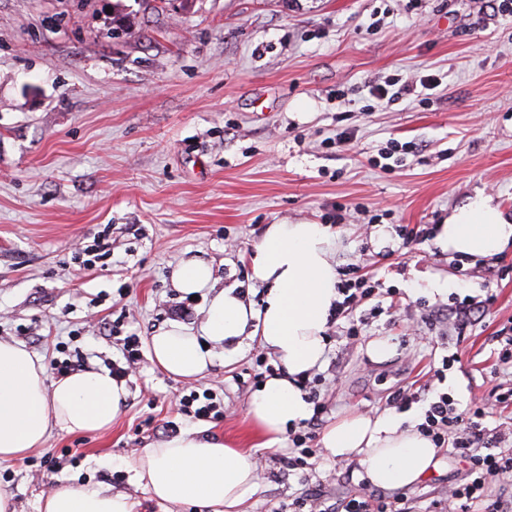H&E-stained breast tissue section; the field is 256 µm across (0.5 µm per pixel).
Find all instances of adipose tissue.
<instances>
[{
  "mask_svg": "<svg viewBox=\"0 0 512 512\" xmlns=\"http://www.w3.org/2000/svg\"><path fill=\"white\" fill-rule=\"evenodd\" d=\"M441 250L490 257L512 246V219L475 195L439 225ZM338 239L324 224L269 225L254 245L251 280L265 290L253 308L231 288H218L207 262L190 258L172 272L181 293L207 292L198 331L179 323L151 336L149 358L184 379L203 377L215 363L214 346L258 338L282 366L253 395L248 415L261 447L279 443L288 427L308 419L312 406L297 382L322 365L330 313L337 290ZM124 382L108 372L83 371L47 383L39 358L25 346L0 341V459L42 447L52 431L95 434L109 429L126 399ZM321 444L331 456L357 461L361 476L381 489H400L427 477L437 450L415 428L390 417L350 414L330 425ZM134 479L163 503H193L207 512H239L257 485L252 452L221 440L183 432L136 451ZM41 512H133L122 495L84 486L59 488L44 498Z\"/></svg>",
  "mask_w": 512,
  "mask_h": 512,
  "instance_id": "obj_1",
  "label": "adipose tissue"
}]
</instances>
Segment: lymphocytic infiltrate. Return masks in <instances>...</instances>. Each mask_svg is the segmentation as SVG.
Returning <instances> with one entry per match:
<instances>
[{
  "label": "lymphocytic infiltrate",
  "mask_w": 512,
  "mask_h": 512,
  "mask_svg": "<svg viewBox=\"0 0 512 512\" xmlns=\"http://www.w3.org/2000/svg\"><path fill=\"white\" fill-rule=\"evenodd\" d=\"M349 276L341 280L337 288L343 296L337 303L334 318L350 319L362 300L378 295L382 284L375 276L362 273L359 266L348 269ZM351 321V319H350ZM358 323L348 328L349 338L359 336ZM424 402V416L418 429L435 447H452L455 456L467 466L470 479L452 488L446 500L436 502L437 512H468L470 503L484 500V512H512V453L497 451L501 440L498 433L484 426L488 412L487 403H479L468 410H458L453 399L445 393H434L429 401H422L419 392L404 389L392 398L394 407ZM500 481L504 489L492 499H485L487 480ZM292 512H411L406 500H379L362 494L351 496L339 503H328L308 492H300L291 503Z\"/></svg>",
  "instance_id": "obj_1"
}]
</instances>
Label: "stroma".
<instances>
[{"mask_svg": "<svg viewBox=\"0 0 512 512\" xmlns=\"http://www.w3.org/2000/svg\"><path fill=\"white\" fill-rule=\"evenodd\" d=\"M396 77L414 95L378 100L373 84ZM339 131L349 141L329 144ZM393 142L412 148L374 166ZM478 193L512 216V15L482 19L477 0H0V340L42 362L62 342L107 370L126 336L144 349L171 323L198 328L204 296L171 282L189 258L260 303L253 246L269 225L309 221L336 234L337 273L356 264L385 288L358 307V339L341 320L327 329L312 371L324 424L351 412L418 422L421 404L399 410L388 398L428 384L460 410L493 400L512 388L495 354L512 322V251L467 259L417 235ZM102 231L105 265L83 267L75 246ZM435 281L442 293L430 292ZM489 293L490 310L458 335L444 309ZM452 353L458 363L435 381ZM264 365L279 362L255 339L225 346L194 381L142 357L110 430L52 432L0 462V490L16 512L86 485L129 496L134 512H198L158 502L133 477L134 452L169 439V422L253 449L263 476L244 512L310 487L328 501L400 495L425 512L467 482L445 448L397 492L324 451L312 472L289 469L287 445L259 447L247 414ZM206 389L223 419L178 413L180 397Z\"/></svg>", "mask_w": 512, "mask_h": 512, "instance_id": "stroma-1", "label": "stroma"}]
</instances>
